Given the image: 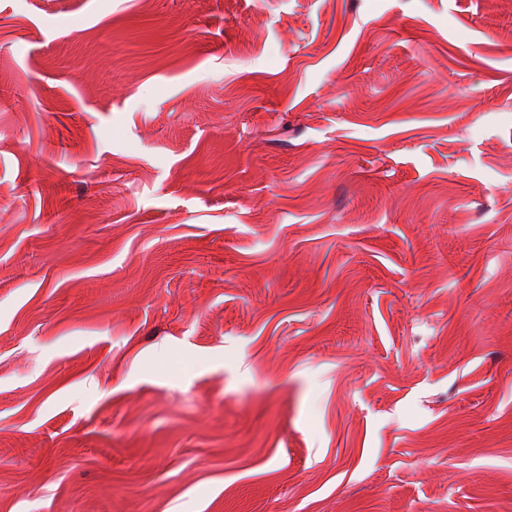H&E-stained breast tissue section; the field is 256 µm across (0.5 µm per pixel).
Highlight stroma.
I'll list each match as a JSON object with an SVG mask.
<instances>
[{"mask_svg":"<svg viewBox=\"0 0 512 512\" xmlns=\"http://www.w3.org/2000/svg\"><path fill=\"white\" fill-rule=\"evenodd\" d=\"M0 512H512L500 0H0Z\"/></svg>","mask_w":512,"mask_h":512,"instance_id":"obj_1","label":"stroma"}]
</instances>
